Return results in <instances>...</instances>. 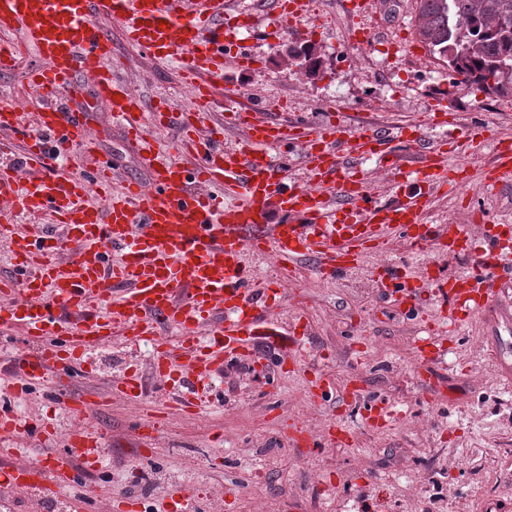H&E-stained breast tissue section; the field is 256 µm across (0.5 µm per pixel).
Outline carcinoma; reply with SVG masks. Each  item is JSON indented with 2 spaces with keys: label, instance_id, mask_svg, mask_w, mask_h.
<instances>
[{
  "label": "carcinoma",
  "instance_id": "cac0c4a2",
  "mask_svg": "<svg viewBox=\"0 0 512 512\" xmlns=\"http://www.w3.org/2000/svg\"><path fill=\"white\" fill-rule=\"evenodd\" d=\"M418 33L452 83L512 93V0H417Z\"/></svg>",
  "mask_w": 512,
  "mask_h": 512
}]
</instances>
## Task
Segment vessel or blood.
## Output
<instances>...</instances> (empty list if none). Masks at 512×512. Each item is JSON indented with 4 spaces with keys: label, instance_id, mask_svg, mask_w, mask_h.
Listing matches in <instances>:
<instances>
[{
    "label": "vessel or blood",
    "instance_id": "obj_1",
    "mask_svg": "<svg viewBox=\"0 0 512 512\" xmlns=\"http://www.w3.org/2000/svg\"><path fill=\"white\" fill-rule=\"evenodd\" d=\"M108 21L155 60L182 56L195 107L207 97L197 75L223 70L224 43L239 32L223 9L201 8L199 0H0V67H10L27 49L41 60L27 75L38 94L32 128L23 127L15 100L0 99V131L24 136L19 161L0 166V242L14 260L12 275L0 279V330L24 324L29 351L19 360L20 375L40 382L75 366L97 375L100 367L91 355L109 345L113 326H123L131 342L153 334L156 317L193 353L191 368L160 354L149 373L123 374L109 395L70 402L76 423L68 445L86 468H96L102 456L90 412L105 409L115 396L142 401L155 384L166 394L180 392V404L192 406L198 383L223 365L226 354L266 334L254 302L274 304L280 295L268 288L252 296L246 252L271 254L286 270L309 260L318 275L347 272L383 251L385 232L394 229L415 249L479 258L481 272L438 282L454 304V316L439 329L449 343L473 319L489 313L512 318V302L490 274L497 262H512V230L452 224L435 237L423 227L427 200L439 191L456 192L482 142L479 134L459 129L446 99L436 100L428 120L448 127L452 137L420 152L416 182L397 184V200L388 206L372 201L363 179L347 165L352 154H376L388 169L404 174V157L380 129L335 121L292 126L253 110L242 119L238 146L225 148L215 139L203 144L188 134L177 146L184 157L178 163L147 124L176 121L189 131L196 114L150 112L112 73L105 64L111 53ZM18 28L25 31L23 42L8 40ZM78 74L136 143L149 174V186L127 182L103 206L88 198L106 189L111 165L96 156L90 120L62 103L80 96ZM494 139L493 164L481 183L487 194L512 179V134L500 132ZM286 145L299 147L307 164L306 180L297 187L286 185L281 167L267 158L268 149ZM74 149L94 156L91 175L66 171ZM452 153L458 164H449ZM45 210L55 216L54 232L14 231L15 213ZM482 238L493 240L494 250H481ZM69 245L72 255L63 256ZM118 284L124 290L116 295ZM220 309L226 312L221 321L215 318ZM206 324L211 331L204 336L199 329ZM65 473L63 464L30 461L0 474V484L47 500L59 495Z\"/></svg>",
    "mask_w": 512,
    "mask_h": 512
}]
</instances>
